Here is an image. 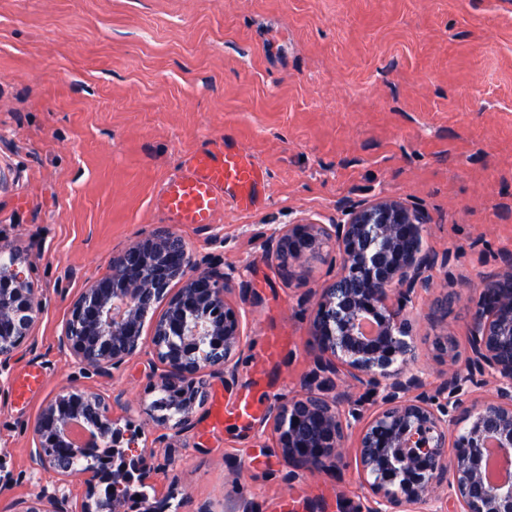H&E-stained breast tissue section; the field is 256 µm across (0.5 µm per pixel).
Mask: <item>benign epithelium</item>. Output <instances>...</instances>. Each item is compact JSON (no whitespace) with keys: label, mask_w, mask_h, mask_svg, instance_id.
<instances>
[{"label":"benign epithelium","mask_w":512,"mask_h":512,"mask_svg":"<svg viewBox=\"0 0 512 512\" xmlns=\"http://www.w3.org/2000/svg\"><path fill=\"white\" fill-rule=\"evenodd\" d=\"M425 228L418 209L377 199L352 207L343 224L270 233L266 255L284 270L331 242L340 266L330 283L308 291L317 352L303 391L271 407L270 433L291 478L348 467L345 445L357 432L365 512H512V483L492 480L486 454L492 443L512 464V262L483 278L470 299L464 362L448 337H438L435 357L448 360V371L431 389L414 344L415 299L433 287L435 267L448 269V254L425 246ZM41 309L18 259L1 260L0 374L22 352ZM247 345L235 270L200 268L169 228L113 256L71 303L58 336L61 351L101 376L151 356L156 398L145 413L176 434L206 401L208 379H236ZM356 388L364 390L359 399ZM126 409L122 391L58 393L36 420L28 455L32 471L58 480L14 512H167V500L136 491L152 478L153 453L142 445L144 430L118 415ZM79 474L86 492L76 510L65 487Z\"/></svg>","instance_id":"7a95c632"}]
</instances>
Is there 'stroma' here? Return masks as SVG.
<instances>
[{"label": "stroma", "instance_id": "1", "mask_svg": "<svg viewBox=\"0 0 512 512\" xmlns=\"http://www.w3.org/2000/svg\"><path fill=\"white\" fill-rule=\"evenodd\" d=\"M215 135L266 171L261 203L176 231L195 259L236 269L248 346L233 383L210 381L222 424L208 403L170 442L143 421L147 493L172 494L169 512L239 498L253 512H354L365 498L352 472L287 479L265 423L311 366L304 294L335 275L338 254L285 276L266 237L345 221L376 198L421 208L428 248L449 255L416 299L420 367L439 384L436 335L465 352L468 296L512 260V0H0V254L21 260L43 302L33 350L0 376V512L55 481L28 454L59 390L144 397L147 356L103 378L57 338L112 256L171 224L161 186ZM245 398L256 410L244 421Z\"/></svg>", "mask_w": 512, "mask_h": 512}]
</instances>
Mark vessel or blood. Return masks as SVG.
<instances>
[{
    "mask_svg": "<svg viewBox=\"0 0 512 512\" xmlns=\"http://www.w3.org/2000/svg\"><path fill=\"white\" fill-rule=\"evenodd\" d=\"M265 178V170L248 153L216 137L187 156L184 175L164 188L163 205L174 223L202 228L225 202L256 209Z\"/></svg>",
    "mask_w": 512,
    "mask_h": 512,
    "instance_id": "b4317fda",
    "label": "vessel or blood"
}]
</instances>
